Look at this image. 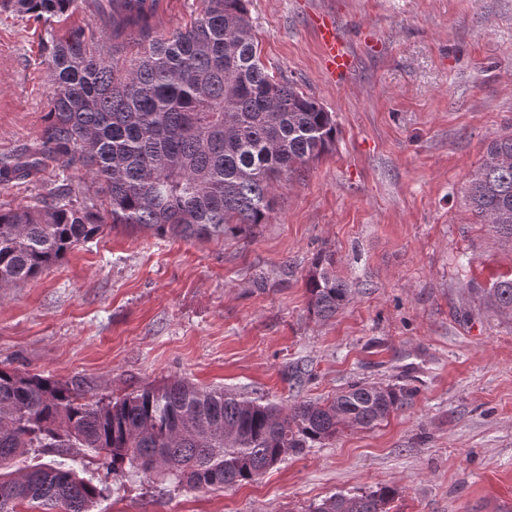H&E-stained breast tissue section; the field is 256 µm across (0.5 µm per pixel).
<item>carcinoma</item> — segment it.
<instances>
[{
	"label": "carcinoma",
	"instance_id": "1",
	"mask_svg": "<svg viewBox=\"0 0 512 512\" xmlns=\"http://www.w3.org/2000/svg\"><path fill=\"white\" fill-rule=\"evenodd\" d=\"M3 2L46 24L79 8V0ZM158 4L95 0L110 53L90 46L81 28L43 42L51 109L33 145L0 161V185L31 183L55 167L70 175L30 205L0 207V288L40 276L108 229L183 241L247 236L268 223L275 183L332 150V113L260 60L249 0H203L191 26L160 38L152 30ZM131 43L140 55L126 64ZM79 173L91 183L75 181ZM466 199L482 223L512 239L511 132L492 140ZM306 288L321 318L350 293L325 254L314 258ZM486 295L511 312L512 277ZM86 395L78 379L0 368V512H89L110 494L71 448L92 453L114 479L224 487L255 480L343 427L371 428L412 397L401 386L354 382L324 402L286 409L184 380L115 400ZM50 449L62 460L12 470ZM393 495L336 493L308 512H387Z\"/></svg>",
	"mask_w": 512,
	"mask_h": 512
}]
</instances>
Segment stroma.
<instances>
[{
	"label": "stroma",
	"instance_id": "35a3bbf8",
	"mask_svg": "<svg viewBox=\"0 0 512 512\" xmlns=\"http://www.w3.org/2000/svg\"><path fill=\"white\" fill-rule=\"evenodd\" d=\"M155 33L202 0H161ZM260 58L332 112L334 149L281 179L247 239L118 229L0 289V367L82 380L93 397L185 378L288 407L354 381L403 385L410 407L347 428L258 480L189 490L132 476L92 512H306L394 490L389 512H512V314L481 289L512 242L465 195L512 126V0H250ZM327 13L354 66L325 76L309 19ZM45 27L0 8V158L33 141L53 85ZM350 296L311 310L317 253ZM305 371L302 384L286 368Z\"/></svg>",
	"mask_w": 512,
	"mask_h": 512
}]
</instances>
